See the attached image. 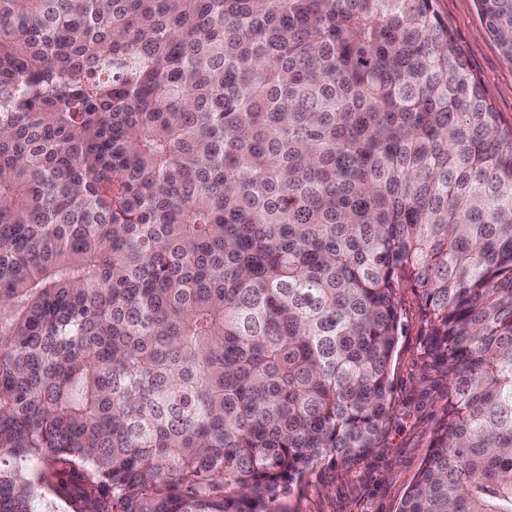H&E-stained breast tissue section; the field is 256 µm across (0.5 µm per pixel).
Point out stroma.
Segmentation results:
<instances>
[{"label": "stroma", "instance_id": "35a3bbf8", "mask_svg": "<svg viewBox=\"0 0 512 512\" xmlns=\"http://www.w3.org/2000/svg\"><path fill=\"white\" fill-rule=\"evenodd\" d=\"M503 124H512V60L485 32L475 0H436ZM404 324L392 361L394 421L385 447L353 466L319 465L270 505L271 512H399L448 406V379L427 356L424 316L412 288L399 291Z\"/></svg>", "mask_w": 512, "mask_h": 512}]
</instances>
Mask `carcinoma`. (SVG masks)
Segmentation results:
<instances>
[{"instance_id":"carcinoma-1","label":"carcinoma","mask_w":512,"mask_h":512,"mask_svg":"<svg viewBox=\"0 0 512 512\" xmlns=\"http://www.w3.org/2000/svg\"><path fill=\"white\" fill-rule=\"evenodd\" d=\"M404 285L448 412L399 512H512V125L435 0H0V512L363 460Z\"/></svg>"}]
</instances>
